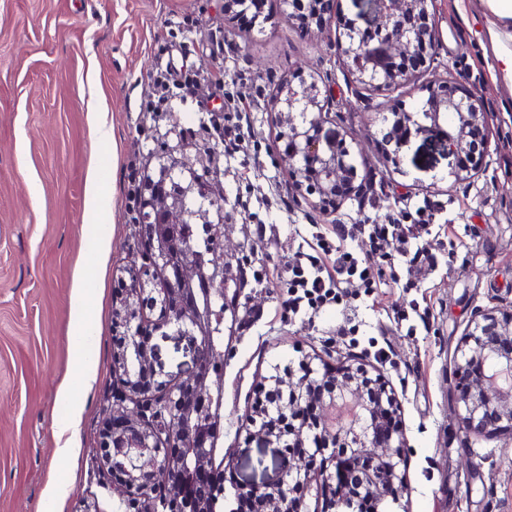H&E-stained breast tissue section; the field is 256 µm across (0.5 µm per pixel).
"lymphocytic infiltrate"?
<instances>
[{
    "instance_id": "f902f5d3",
    "label": "lymphocytic infiltrate",
    "mask_w": 512,
    "mask_h": 512,
    "mask_svg": "<svg viewBox=\"0 0 512 512\" xmlns=\"http://www.w3.org/2000/svg\"><path fill=\"white\" fill-rule=\"evenodd\" d=\"M252 107V100L241 95H225L223 123L216 128L225 152L250 154L248 114ZM435 211V204L426 200L416 208L408 224L388 218L373 224L330 225L313 233L307 250L299 252L282 269L256 275L255 280L265 285L275 280L282 282L288 290L289 312L315 318L328 307L346 303L358 289L380 287L393 256L406 257L411 274L422 266L433 265L432 252L417 244L416 232L433 224ZM359 237L367 238V253H358L352 247V240Z\"/></svg>"
}]
</instances>
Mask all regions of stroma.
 <instances>
[{
	"mask_svg": "<svg viewBox=\"0 0 512 512\" xmlns=\"http://www.w3.org/2000/svg\"><path fill=\"white\" fill-rule=\"evenodd\" d=\"M440 65L417 85L358 98L347 65L334 46L335 31L310 34L286 14L248 29L224 10V0H0V512H47L51 477L72 470L62 512H85L98 503L112 512V488L101 467L99 429L120 386L115 368V318L130 280L132 256L144 247L134 237L136 213L127 207L129 163L157 176L171 148L199 166L198 137L217 143L210 125L222 104L213 88L193 99L172 96L165 112L144 121L141 105L167 57V42L184 52L183 70L223 62L228 91L256 103L250 122L260 167L244 172L242 155H221L215 188L223 193L224 261L237 278L224 317L218 377L224 387L217 456L233 455L221 512H234L236 495L278 482L288 450L249 440L259 390L272 376L303 364L365 368L389 384L406 446L407 492L384 500L378 512H512V436L474 437L456 423L452 355L475 308L512 304V88L495 82L481 0H437ZM327 77L337 121L375 167L376 191L364 204L346 203L330 214L298 196L282 167L278 128L267 112L276 86L296 68ZM453 75L458 87L479 95L489 112L488 171L459 181L440 132L410 127L391 145L396 162L383 160L375 137L381 123L372 109L412 106L425 85ZM108 107L112 141H101L87 112L90 96ZM98 169L113 201L107 220L105 262L86 281L96 292L99 322L90 351L99 364L91 387L75 383L71 291L92 261L84 246L95 227L85 213L86 182ZM263 224L274 226L277 245L250 251L239 199ZM438 202L436 222L420 241L437 257L420 285L404 288L406 264L395 260L396 279L347 306L314 320L288 317L284 289L257 285L258 269L281 267L305 249L312 227L333 220L364 224ZM427 311L419 319V311ZM405 313L408 327L396 325ZM348 335H338L339 327ZM385 352L376 361V349ZM72 380L82 400L74 462L57 453L56 426L69 409L57 398Z\"/></svg>",
	"mask_w": 512,
	"mask_h": 512,
	"instance_id": "obj_1",
	"label": "stroma"
}]
</instances>
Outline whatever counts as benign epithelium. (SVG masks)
Wrapping results in <instances>:
<instances>
[{
	"label": "benign epithelium",
	"instance_id": "obj_1",
	"mask_svg": "<svg viewBox=\"0 0 512 512\" xmlns=\"http://www.w3.org/2000/svg\"><path fill=\"white\" fill-rule=\"evenodd\" d=\"M264 2L306 29H320L336 17V0ZM362 2L372 12L371 24L361 28L346 21L336 28L355 92L415 84L420 69L437 61L435 0ZM456 90L447 77L426 87L423 111L393 107L391 115L381 113V122H392L383 141L400 140L412 125L437 127L456 161L451 173L468 180L487 171V112L480 97L469 92L458 99ZM332 106L331 88L301 70L284 79L268 103L280 124L289 179L308 205L324 212L359 203L373 188L371 169L358 163L344 135L331 127ZM199 189L184 171L163 169L150 185L148 214L136 224L137 237L153 243L147 263L163 271V281L153 283L150 268L130 276L116 309L123 328L116 355L122 387L114 398L122 407L106 411L102 430L103 464L118 498L115 512H216L222 494L217 484L234 464L231 456L215 460L224 389L210 386L221 358L211 342L220 321L213 306H227L224 250L214 246L200 259L174 256L165 241L174 233L169 225L191 222L185 202ZM143 305L158 309L153 330L162 338L193 346L191 366L182 374L165 371L137 313ZM453 364L458 426L474 436L512 435V306L475 309ZM272 381L269 406L252 419L251 436L264 444L288 443L304 463L288 462L285 479L251 490V512H305L292 492L309 482L314 469L331 490L336 512H363L366 501L401 499L407 483L399 449L406 442L397 427L384 425L397 402L381 376L346 365L320 378L307 370ZM314 405L322 413H309Z\"/></svg>",
	"mask_w": 512,
	"mask_h": 512
}]
</instances>
